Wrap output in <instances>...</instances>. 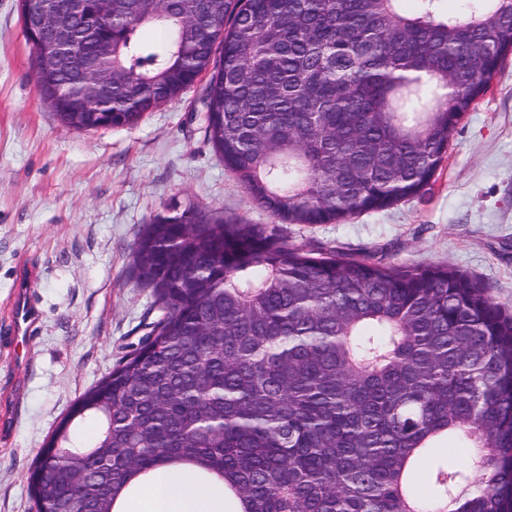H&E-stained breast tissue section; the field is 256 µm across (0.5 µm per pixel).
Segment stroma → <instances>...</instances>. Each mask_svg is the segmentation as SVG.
Segmentation results:
<instances>
[{
  "mask_svg": "<svg viewBox=\"0 0 512 512\" xmlns=\"http://www.w3.org/2000/svg\"><path fill=\"white\" fill-rule=\"evenodd\" d=\"M18 0H0V320L23 271L39 312L0 348V512H35L28 473L76 399L155 316L131 249L172 198L270 224L205 140L201 86L138 125L65 126L40 96ZM291 243L391 265L447 263L512 305V54L458 123L424 194L342 224H288Z\"/></svg>",
  "mask_w": 512,
  "mask_h": 512,
  "instance_id": "stroma-1",
  "label": "stroma"
}]
</instances>
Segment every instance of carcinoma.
Returning a JSON list of instances; mask_svg holds the SVG:
<instances>
[{
  "mask_svg": "<svg viewBox=\"0 0 512 512\" xmlns=\"http://www.w3.org/2000/svg\"><path fill=\"white\" fill-rule=\"evenodd\" d=\"M405 2L112 0L109 20L85 0L96 32L74 33L88 55L112 47V107L69 93V58L37 88L74 129L130 127L208 70L205 138L251 201L338 224L427 191L512 53V0L463 17ZM130 272L160 315L36 453V512H109L175 464L222 478L243 512H512V308L475 278L314 252L189 199L143 225ZM448 434L462 466L432 459ZM57 443L99 452L79 476Z\"/></svg>",
  "mask_w": 512,
  "mask_h": 512,
  "instance_id": "cac0c4a2",
  "label": "carcinoma"
}]
</instances>
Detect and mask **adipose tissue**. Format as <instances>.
<instances>
[{"mask_svg": "<svg viewBox=\"0 0 512 512\" xmlns=\"http://www.w3.org/2000/svg\"><path fill=\"white\" fill-rule=\"evenodd\" d=\"M116 512H242V506L203 483L194 466L182 465L160 469L155 480L120 496Z\"/></svg>", "mask_w": 512, "mask_h": 512, "instance_id": "ef3b65f1", "label": "adipose tissue"}]
</instances>
